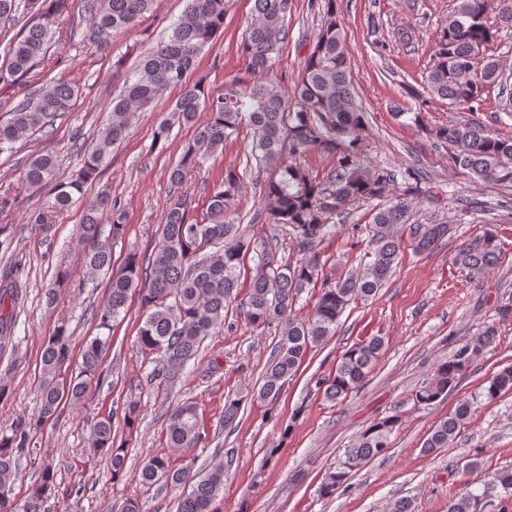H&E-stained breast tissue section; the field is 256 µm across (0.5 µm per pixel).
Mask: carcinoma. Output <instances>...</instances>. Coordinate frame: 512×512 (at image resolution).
<instances>
[{
	"label": "carcinoma",
	"mask_w": 512,
	"mask_h": 512,
	"mask_svg": "<svg viewBox=\"0 0 512 512\" xmlns=\"http://www.w3.org/2000/svg\"><path fill=\"white\" fill-rule=\"evenodd\" d=\"M70 0H0V22H9L20 9H33L36 20L8 44L4 72L14 81L27 77L45 51L53 20L68 12ZM154 0H84V18L90 37L101 42L124 29L149 11ZM292 0H254V17L243 39V50L260 79L241 87L232 83L218 95H208L198 84H190L188 72L217 33L224 28L227 0H188L183 14L168 38L149 51L134 77L126 81L105 127L94 144L84 148L86 159L79 174L66 182L54 181L57 160L38 155L25 167L23 182L35 189L50 188L56 206L64 209L84 200L85 185L99 175L112 148L128 135L132 118L145 112L171 90L179 91L169 117L159 125L156 138L166 139L176 124H188L199 111L208 118L185 142L177 163L168 171L169 204L158 240L143 254L130 250L118 269L112 266L110 243L125 234V210L121 199L103 190L85 200L80 238L85 244L83 263L87 280L109 276L106 300L96 314L100 327L127 311L132 294L140 296L144 311L137 342L151 360L148 381L168 388L187 363L196 358L206 337L224 327V310L239 302L238 312L257 329L276 328L279 340L265 368L262 383L248 394L272 405L286 382L295 376L308 351L336 334L340 319L352 302L375 295L397 267L402 241L400 229L408 231L410 246L424 252L443 240L450 229L444 223L412 224L410 219L426 194L428 179L422 169L409 166L400 172L403 186L396 192L395 174L386 168L365 167L360 162L364 150V112L354 94L349 72L348 50L336 0H324L323 20L315 43L304 61L288 105L280 91L265 79L286 38L285 28ZM494 13L503 24L512 25V0H455L452 11L439 29L434 63L425 82L429 93L452 105L473 111L487 89H504L502 64L489 53L496 32L488 15ZM76 97L74 87L56 82L37 92L33 100L16 106L8 119L0 121V145L28 139L58 113L67 112ZM252 134V151L246 167L256 171L255 208L241 215L232 209L240 187V176L229 169L224 180L209 190L206 203L198 207L183 186L198 166L201 153L215 154L224 141L239 134L242 123ZM432 139L448 146L454 164L474 178L499 183L512 182V139L498 137L474 119H456L427 129ZM312 151L336 158V167L320 180L301 159ZM392 197L366 226L369 261L334 281L324 273L325 265L313 251L323 238L336 212L363 199ZM109 223H103V215ZM293 231L295 263L279 256L286 228ZM255 261L245 298L238 299L241 268L246 258ZM503 252L496 237L487 232L463 244L454 263L474 276L497 266ZM320 287L317 301L307 319L294 316L295 296L305 288ZM19 269H0V339L11 334L19 305ZM494 323L485 325L441 360L428 382L415 391L419 405H431L448 395L456 380L497 340ZM108 338L96 336L82 354L80 374L64 385L62 368L70 360L71 347L65 329L48 338L41 357L39 410L34 417L24 415L9 431H0V512H44V503L53 486L50 461L31 446L34 429L52 418L64 396L81 401L87 384L98 374L101 355ZM385 341L373 336L342 354L333 377L326 380L324 395L343 401L372 370ZM512 391V366L496 373L488 386L458 401L449 416L440 421L423 443L432 454L448 447L471 420L481 404L490 405ZM242 397L224 400V427L238 417ZM400 424V416L390 415L364 430L344 450L320 486L330 496L363 464L389 449L390 436ZM166 436L172 448H200L206 432L200 424L199 407L182 402L168 410ZM89 447L110 457L112 479L123 476L124 447L112 436V416L90 421ZM41 474V482L23 503L9 496L21 460ZM234 456L226 457L204 474L193 471L194 461L173 469L168 460L154 456L142 467L140 482L159 481L187 484L190 492L179 503V512H212V504L224 488V472ZM512 491V470L490 475L474 492L466 489L448 500V512H483V503Z\"/></svg>",
	"instance_id": "cac0c4a2"
}]
</instances>
